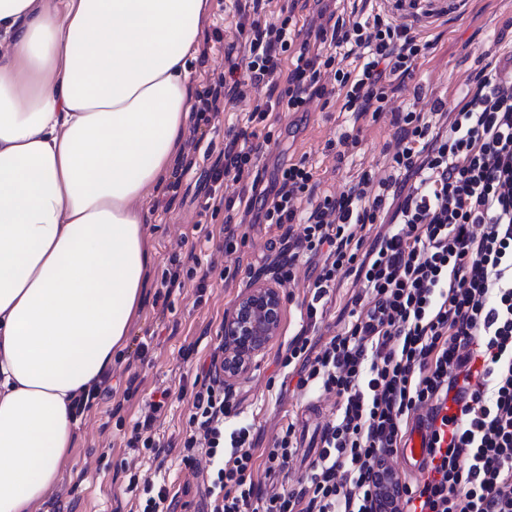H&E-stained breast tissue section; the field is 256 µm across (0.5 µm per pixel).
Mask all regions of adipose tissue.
<instances>
[{
  "instance_id": "1",
  "label": "adipose tissue",
  "mask_w": 512,
  "mask_h": 512,
  "mask_svg": "<svg viewBox=\"0 0 512 512\" xmlns=\"http://www.w3.org/2000/svg\"><path fill=\"white\" fill-rule=\"evenodd\" d=\"M208 8L0 0V512L55 484L143 304Z\"/></svg>"
}]
</instances>
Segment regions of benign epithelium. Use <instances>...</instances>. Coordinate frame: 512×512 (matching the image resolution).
<instances>
[{
    "mask_svg": "<svg viewBox=\"0 0 512 512\" xmlns=\"http://www.w3.org/2000/svg\"><path fill=\"white\" fill-rule=\"evenodd\" d=\"M283 309L280 284L259 275L224 314V359L220 371L224 388H232L257 366L258 358L280 335Z\"/></svg>",
    "mask_w": 512,
    "mask_h": 512,
    "instance_id": "obj_1",
    "label": "benign epithelium"
}]
</instances>
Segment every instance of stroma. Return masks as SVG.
<instances>
[{
  "instance_id": "obj_1",
  "label": "stroma",
  "mask_w": 512,
  "mask_h": 512,
  "mask_svg": "<svg viewBox=\"0 0 512 512\" xmlns=\"http://www.w3.org/2000/svg\"><path fill=\"white\" fill-rule=\"evenodd\" d=\"M377 2L402 15L415 9L433 11L419 32L436 46L417 60L413 78L391 101V110L426 111L439 99L450 111L487 63L497 64L502 73L512 72V65L506 62L512 52V0H457L453 5L448 0H417L413 7L396 5L395 0ZM236 4L237 0H211L201 42L207 54L191 62L193 93L206 90L213 75L223 72L228 47L244 42L236 29ZM269 93V87H261L209 122L191 113L184 136L200 141L194 166L179 172L178 188L162 183L146 200L147 242L154 256L148 273L149 298L132 323L126 348L112 359L109 395L94 399L78 413L69 458L36 512H135V498L127 490L130 479L153 481L161 474L178 493V512H203L202 475L186 467L178 450L192 405L197 364L218 344L225 311L253 277L271 274L282 253L280 230L255 222L240 208L233 213L239 225L234 245L225 246L221 233L224 200L237 187L229 181L215 185L208 173L222 159L224 138L237 128L241 113L264 102ZM343 104V97L336 95L326 101L313 100L305 112L283 109L272 114L270 141L259 164L261 187H272L283 167L302 159L312 164L323 192L341 191L365 171L383 175L388 166L386 147L394 132L389 113L364 126L354 153L340 160L330 144L352 130ZM191 254L198 258L201 269L208 271L207 281L184 279L182 287L172 290L165 310H157L153 298L163 271ZM311 272L310 264L297 261L294 281L282 283L281 332L257 368L233 389L240 402L237 421L252 425L257 449L272 447L282 425L290 421L296 425L298 451L287 473L264 481L268 494L296 484L305 474L319 448L322 427L336 414L335 396L280 388L284 372L278 359L299 329V311L309 297L306 285ZM355 293L349 279L331 292L320 328L323 336L336 334L348 322ZM141 342L148 346L142 355L137 352ZM132 381L137 384L133 390L128 387ZM164 389L170 392L169 405L153 423V431L164 445L161 455L126 448L125 435L143 419L150 398Z\"/></svg>"
}]
</instances>
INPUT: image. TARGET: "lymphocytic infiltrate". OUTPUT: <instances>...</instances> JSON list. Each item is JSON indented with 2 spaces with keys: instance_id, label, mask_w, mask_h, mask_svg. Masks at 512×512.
Segmentation results:
<instances>
[{
  "instance_id": "lymphocytic-infiltrate-1",
  "label": "lymphocytic infiltrate",
  "mask_w": 512,
  "mask_h": 512,
  "mask_svg": "<svg viewBox=\"0 0 512 512\" xmlns=\"http://www.w3.org/2000/svg\"><path fill=\"white\" fill-rule=\"evenodd\" d=\"M303 0L269 20L240 16L243 59L201 99L220 112L249 88L285 72L278 96L256 105L246 130L228 138L219 183L241 182L260 161L270 135L264 124L278 107L307 111L316 98L343 93L354 120L378 116L434 44L412 24L380 14L319 24L299 38ZM390 173L362 175L338 194L313 201V173L298 162L277 186L239 192L244 204L276 227L304 222L289 239L293 261L322 256L308 285L301 318L281 360L301 390L336 397V419L296 487L264 495L256 472L283 473L294 454L293 425L256 452L249 427L225 431L237 410L217 378L216 346L200 365L179 453L186 464L205 454L207 512H382L381 477L415 423H426L432 458L421 478L400 482L397 512H512V78L477 74L453 111L395 113ZM392 225L374 233L381 214ZM368 295L342 333L315 344L320 302L344 278ZM262 500L255 510L253 500Z\"/></svg>"
}]
</instances>
